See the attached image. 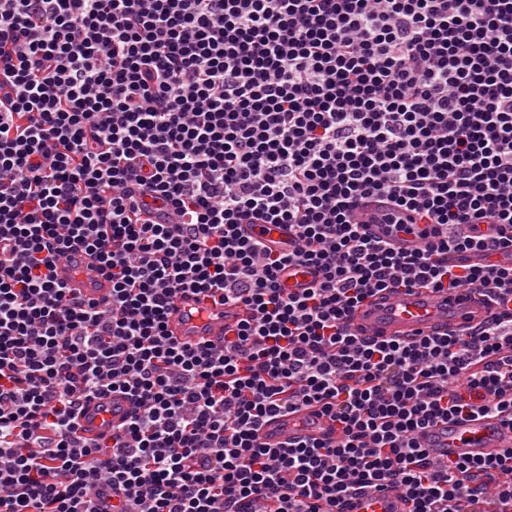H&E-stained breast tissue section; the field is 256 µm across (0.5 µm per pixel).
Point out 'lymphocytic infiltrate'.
Instances as JSON below:
<instances>
[{
	"mask_svg": "<svg viewBox=\"0 0 512 512\" xmlns=\"http://www.w3.org/2000/svg\"><path fill=\"white\" fill-rule=\"evenodd\" d=\"M367 199L433 225L426 246L368 237ZM151 200L170 223L143 219ZM74 245L109 303L55 279ZM506 246L512 0H0V512H342L364 487L512 512V448L442 460L420 440L512 426V266L448 263ZM294 265L319 278L289 293ZM420 281L499 310L410 342L349 330ZM189 289L252 316L223 347L179 343ZM114 391L130 418L83 438L84 402ZM311 404L335 437L264 443Z\"/></svg>",
	"mask_w": 512,
	"mask_h": 512,
	"instance_id": "obj_1",
	"label": "lymphocytic infiltrate"
}]
</instances>
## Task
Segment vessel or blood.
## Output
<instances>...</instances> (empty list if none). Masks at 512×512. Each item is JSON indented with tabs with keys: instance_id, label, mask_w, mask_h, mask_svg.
Wrapping results in <instances>:
<instances>
[{
	"instance_id": "vessel-or-blood-1",
	"label": "vessel or blood",
	"mask_w": 512,
	"mask_h": 512,
	"mask_svg": "<svg viewBox=\"0 0 512 512\" xmlns=\"http://www.w3.org/2000/svg\"><path fill=\"white\" fill-rule=\"evenodd\" d=\"M379 203H368L358 210L359 220L366 231L387 240L395 250L410 253L426 243L417 224L392 226L381 223ZM449 264L481 267L490 263L512 265V248H502L487 254L471 252L452 254ZM55 278L84 299L99 302L112 297V282L99 262L81 250H66L55 259ZM315 275L310 268L293 266L281 277L289 290L310 287ZM496 307L484 290L460 288L453 292L411 286L397 288L367 298L347 316L350 328L372 339L410 340L426 335H443L476 326L495 312ZM244 307L219 300L200 299L198 293L186 291L176 300L167 321L168 333L177 341L208 343L223 346L224 333L246 318ZM129 400L119 393L87 403L78 417L81 435L94 438L111 431L130 411ZM335 424L329 418L309 408L296 414L272 418L263 428L265 442L274 448L288 446L304 437L322 438L329 435ZM425 448L441 459H484L502 449L512 447V428L489 418L458 419L439 423L422 436ZM344 512H407L408 505L398 489L365 488L343 506Z\"/></svg>"
}]
</instances>
